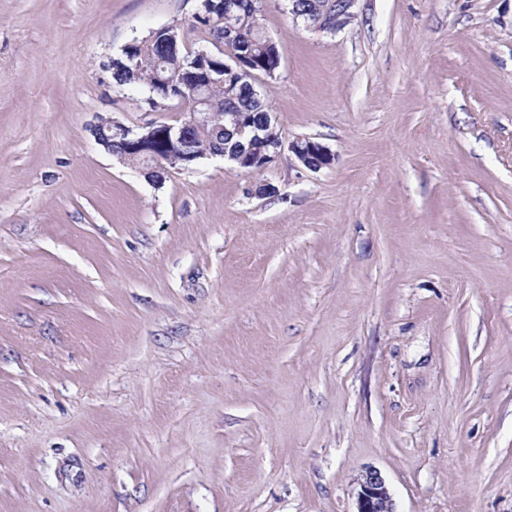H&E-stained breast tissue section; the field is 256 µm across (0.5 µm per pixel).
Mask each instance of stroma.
<instances>
[{"label": "stroma", "instance_id": "1", "mask_svg": "<svg viewBox=\"0 0 512 512\" xmlns=\"http://www.w3.org/2000/svg\"><path fill=\"white\" fill-rule=\"evenodd\" d=\"M197 5L0 0V512H512V0H259L281 148L155 183L90 126ZM295 0H289L288 1V13L291 14L295 19L298 17H301V15L298 13V9L306 14L309 18V21H316L320 16L323 15V5L325 4V0H297V8L295 6ZM306 25L309 27H313L319 31L323 30V27L320 25V23H310L307 18ZM298 161L310 170H320L332 165L335 160L331 150L320 142L310 138L297 139L289 145ZM355 512H396L393 499L380 471L364 468L356 476Z\"/></svg>", "mask_w": 512, "mask_h": 512}]
</instances>
